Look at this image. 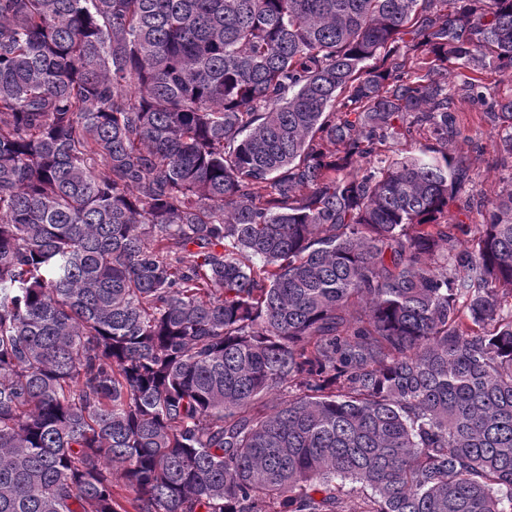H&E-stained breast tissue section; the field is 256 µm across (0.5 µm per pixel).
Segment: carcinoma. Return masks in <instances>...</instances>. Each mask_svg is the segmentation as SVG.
<instances>
[{"label":"carcinoma","mask_w":512,"mask_h":512,"mask_svg":"<svg viewBox=\"0 0 512 512\" xmlns=\"http://www.w3.org/2000/svg\"><path fill=\"white\" fill-rule=\"evenodd\" d=\"M492 73L512 0H0V512H512ZM456 106L461 112L464 134L470 138L467 156L478 188L491 193L498 188L499 178L510 172L512 158L500 154L492 138L493 125L478 112L477 106L456 97Z\"/></svg>","instance_id":"cac0c4a2"}]
</instances>
